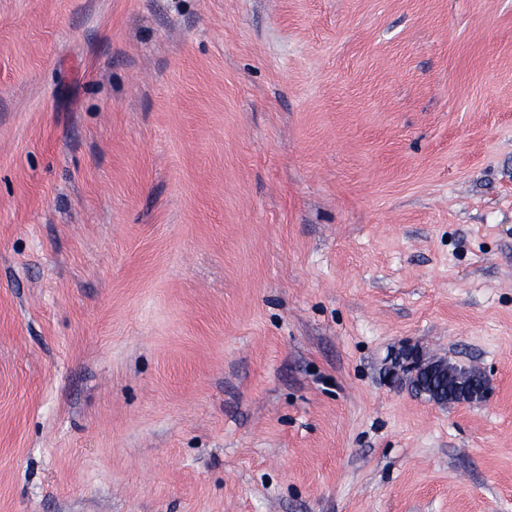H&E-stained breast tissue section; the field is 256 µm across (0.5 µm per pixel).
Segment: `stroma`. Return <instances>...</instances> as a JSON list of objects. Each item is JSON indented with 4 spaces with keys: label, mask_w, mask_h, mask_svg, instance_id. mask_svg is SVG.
<instances>
[{
    "label": "stroma",
    "mask_w": 512,
    "mask_h": 512,
    "mask_svg": "<svg viewBox=\"0 0 512 512\" xmlns=\"http://www.w3.org/2000/svg\"><path fill=\"white\" fill-rule=\"evenodd\" d=\"M0 512H512V0H0ZM418 371L430 377L438 376L443 378L447 375L448 380H452L459 390L468 396L467 399L452 400L449 395L446 396L443 394L441 389L435 390L431 388L426 393L436 404L447 405L448 403L455 402L473 403L474 401L483 400L486 396L484 386L479 391L476 388V379L478 375L480 374L483 379L486 377L485 373L479 369L459 368L445 359L416 356L415 363L410 367V372L415 376Z\"/></svg>",
    "instance_id": "stroma-1"
}]
</instances>
